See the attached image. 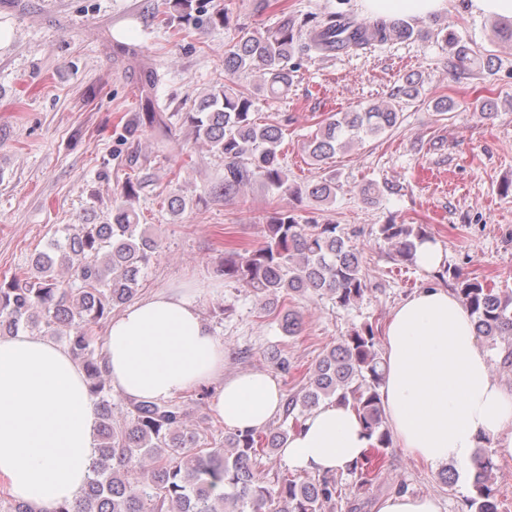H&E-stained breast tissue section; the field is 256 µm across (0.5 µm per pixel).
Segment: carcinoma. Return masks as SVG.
Instances as JSON below:
<instances>
[{"instance_id": "1", "label": "carcinoma", "mask_w": 512, "mask_h": 512, "mask_svg": "<svg viewBox=\"0 0 512 512\" xmlns=\"http://www.w3.org/2000/svg\"><path fill=\"white\" fill-rule=\"evenodd\" d=\"M412 36L410 28L397 22L357 20L345 11L320 21L311 14L300 18L282 11L273 25L240 35L224 50V72L230 79L202 91L192 111L184 113L195 139L224 158L218 192L235 193L260 182L288 192L299 203L335 197L334 175L303 185L288 183L279 151L285 125L258 123L256 100L288 93L296 56L353 54L375 43ZM442 40L449 47L448 64L453 68L477 59L469 43L453 33H444ZM255 69L258 80L253 90L239 88L235 76ZM400 119V112L390 104L338 112L310 135L305 149L316 164L323 165L336 152L397 127ZM142 126L149 127L163 147L175 149L169 116L148 91L125 132L132 136ZM146 186L144 180L127 181L125 202L112 209V218L66 225L62 236L50 238L46 249L33 255L29 270L0 283V336L30 329L65 339L97 398L100 422L92 477L75 507L59 506L52 512H325L341 498L334 480L284 478L271 484L256 471L258 449L283 447L284 432L232 431L220 445L203 448L197 432L186 423L184 405L176 401L133 402L124 422L112 421V394L92 326L133 300L141 272L158 248V240L141 227L134 207L139 190ZM379 232L396 247L402 261L413 260L415 242L428 238L421 226L392 220ZM62 267L71 271L70 278L60 277ZM224 275L269 305L284 294L310 292L345 308L361 299L367 288L361 254L340 226L305 218L294 208L273 213L262 246L225 257ZM455 291L477 334L490 347L512 342V289L464 278ZM382 381L383 359L375 349L372 325L365 324L323 355L302 390L288 398L285 412L291 415L297 409L302 416L333 399L351 404L366 435L374 440L364 460L379 461L391 446L382 410ZM493 470L490 455L478 454L472 495L466 499L468 512H498ZM219 484L224 485L222 495L214 493Z\"/></svg>"}]
</instances>
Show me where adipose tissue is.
Listing matches in <instances>:
<instances>
[{"label":"adipose tissue","mask_w":512,"mask_h":512,"mask_svg":"<svg viewBox=\"0 0 512 512\" xmlns=\"http://www.w3.org/2000/svg\"><path fill=\"white\" fill-rule=\"evenodd\" d=\"M377 18L421 22L448 0H357ZM104 365L113 390L162 402L204 383L225 427H265L281 410L280 385L264 371L224 374V345L188 289L135 302L105 334ZM382 407L400 447L433 467L471 464L493 439L512 458V393L493 379L468 312L447 289L423 288L394 310L385 335ZM79 362L67 345L20 332L0 336V483L34 512L75 503L91 474L98 427ZM371 441L356 412L321 404L281 454L319 474L349 470Z\"/></svg>","instance_id":"obj_1"}]
</instances>
